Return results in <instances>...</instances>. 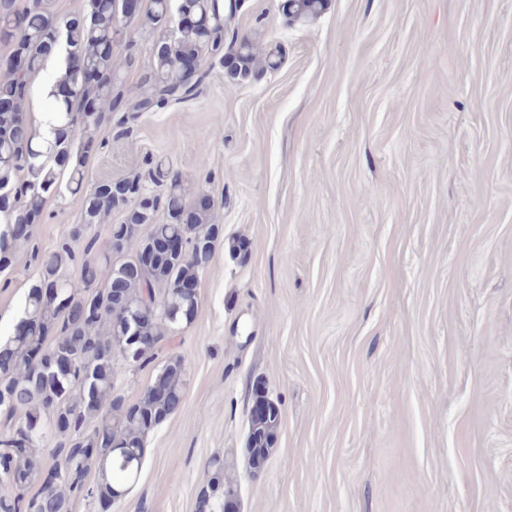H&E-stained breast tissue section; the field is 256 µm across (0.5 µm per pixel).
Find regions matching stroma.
<instances>
[{
    "label": "stroma",
    "instance_id": "obj_1",
    "mask_svg": "<svg viewBox=\"0 0 512 512\" xmlns=\"http://www.w3.org/2000/svg\"><path fill=\"white\" fill-rule=\"evenodd\" d=\"M242 0L231 35L278 45L275 71L99 131L88 183L169 162L211 200L223 237L195 318L148 364L187 376L119 512H202L224 460L241 512H512V0H327L313 24ZM120 46L126 86L153 43ZM51 199L32 243L79 220ZM39 267L0 274V332ZM281 424L263 473L245 455L257 390Z\"/></svg>",
    "mask_w": 512,
    "mask_h": 512
}]
</instances>
